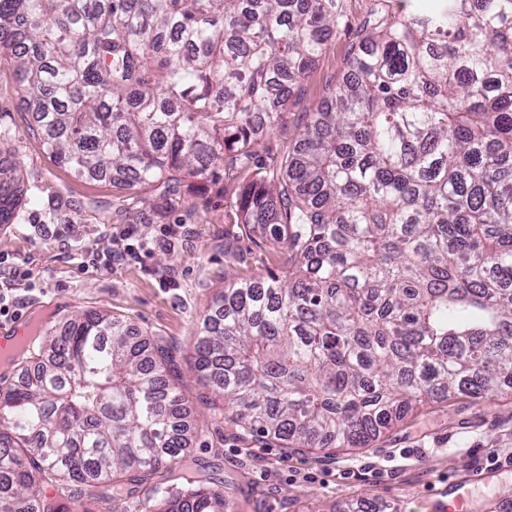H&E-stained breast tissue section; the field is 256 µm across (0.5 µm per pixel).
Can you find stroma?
Masks as SVG:
<instances>
[{
  "label": "stroma",
  "mask_w": 512,
  "mask_h": 512,
  "mask_svg": "<svg viewBox=\"0 0 512 512\" xmlns=\"http://www.w3.org/2000/svg\"><path fill=\"white\" fill-rule=\"evenodd\" d=\"M335 36L288 106V116L256 147L249 171L223 173L165 193L144 185L129 191L75 176L54 161L30 130L14 69L0 66V146L26 186L19 217L0 224V295L10 312L0 323L29 335L58 330L88 311L129 319L173 356L179 387L196 418L209 389L194 367L200 316L225 280L282 272L284 256L271 237L240 223L237 198L254 175L272 176L292 152L306 114L346 71L374 14L398 19V0H343ZM131 228L135 238L120 239ZM112 248L110 269L84 253ZM30 272L15 278V266ZM470 469L493 470L469 485V512H495L512 500V400L457 397L407 415L366 448H278L244 439L233 427L208 426L183 459L110 491L62 481L39 494L59 512H151L165 491L204 485L223 489L232 512H424L434 482Z\"/></svg>",
  "instance_id": "stroma-1"
}]
</instances>
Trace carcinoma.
<instances>
[{
    "instance_id": "carcinoma-1",
    "label": "carcinoma",
    "mask_w": 512,
    "mask_h": 512,
    "mask_svg": "<svg viewBox=\"0 0 512 512\" xmlns=\"http://www.w3.org/2000/svg\"><path fill=\"white\" fill-rule=\"evenodd\" d=\"M342 0H0V63L78 177L165 191L251 167ZM0 158V224L23 200ZM286 272L231 280L197 365L213 423L283 448H364L421 405L512 389V0H428L364 30L293 152L239 195ZM172 357L90 312L0 390V512L44 481L122 484L200 428ZM224 491L154 512H226Z\"/></svg>"
}]
</instances>
